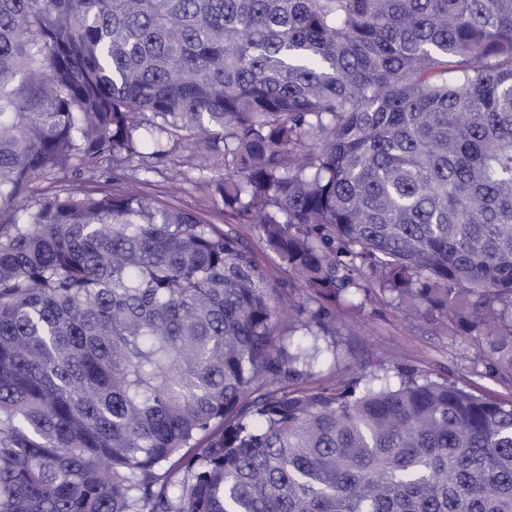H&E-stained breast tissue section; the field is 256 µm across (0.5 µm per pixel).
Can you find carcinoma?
Here are the masks:
<instances>
[{
	"instance_id": "obj_1",
	"label": "carcinoma",
	"mask_w": 512,
	"mask_h": 512,
	"mask_svg": "<svg viewBox=\"0 0 512 512\" xmlns=\"http://www.w3.org/2000/svg\"><path fill=\"white\" fill-rule=\"evenodd\" d=\"M179 145L304 296L57 177ZM370 288L512 379V0H0V512H512V403L323 384Z\"/></svg>"
}]
</instances>
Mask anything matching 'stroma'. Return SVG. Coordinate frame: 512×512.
Returning <instances> with one entry per match:
<instances>
[{
	"label": "stroma",
	"instance_id": "35a3bbf8",
	"mask_svg": "<svg viewBox=\"0 0 512 512\" xmlns=\"http://www.w3.org/2000/svg\"><path fill=\"white\" fill-rule=\"evenodd\" d=\"M194 162L190 172L171 162L164 167L163 180L180 186L172 203L199 212L209 223L223 224L197 182L198 176H214L218 169L203 152ZM361 302V307L339 314L336 331L327 339L336 348L321 366L327 379L349 380L363 373L395 379L408 370L420 378L455 381L480 396L512 401V381L490 370L463 339L448 335L437 323L404 317L377 295L364 296Z\"/></svg>",
	"mask_w": 512,
	"mask_h": 512
}]
</instances>
